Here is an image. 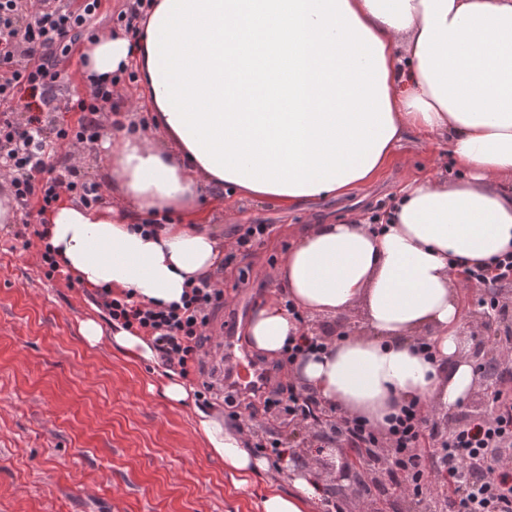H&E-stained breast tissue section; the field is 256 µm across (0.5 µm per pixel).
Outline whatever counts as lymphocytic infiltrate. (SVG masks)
Here are the masks:
<instances>
[{"label":"lymphocytic infiltrate","mask_w":512,"mask_h":512,"mask_svg":"<svg viewBox=\"0 0 512 512\" xmlns=\"http://www.w3.org/2000/svg\"><path fill=\"white\" fill-rule=\"evenodd\" d=\"M20 2L0 0V170L10 174L15 199L24 210L44 213L65 192L84 206H96L103 199L101 186L78 178L69 167L49 164L48 157L97 140V115L112 104L110 82L93 84L73 103L54 93L59 58L70 56L80 39L97 37L91 21L101 0H81L75 8L69 0H38L28 11L21 10ZM22 104L33 111L24 125L13 117ZM44 107L75 109L81 117L76 124L55 127L48 139L41 134L37 114ZM95 294L112 320L151 338L162 365L177 367L185 378L200 377L194 395L202 407L221 400L253 414L279 410L289 421L318 429L323 441L361 449L366 467H384L405 496L434 499L439 512H512V462L471 467L490 449L512 447V369L502 370L489 416L448 432L440 428L435 411L411 405L382 435L363 421L328 413L314 395L291 382L268 380L259 390L241 394L202 380L201 351L213 316L224 306L223 289L209 281L192 286L181 303L166 307L139 304L129 294L106 288Z\"/></svg>","instance_id":"1"}]
</instances>
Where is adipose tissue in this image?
<instances>
[{
	"label": "adipose tissue",
	"instance_id": "adipose-tissue-1",
	"mask_svg": "<svg viewBox=\"0 0 512 512\" xmlns=\"http://www.w3.org/2000/svg\"><path fill=\"white\" fill-rule=\"evenodd\" d=\"M138 28L134 40L99 34L78 57L88 85L135 69L129 107L151 112L160 136L106 131L96 155L111 205L64 199L43 215L64 270L142 303L180 302L224 261L203 193L282 207L341 197L423 135L448 144L456 177L406 183L376 224L356 211L299 229L247 336L278 359L304 317L359 314V331L325 339L287 374L381 432L407 405L467 399L481 377L455 269L512 252V0H152ZM163 210L173 220L157 230L130 221ZM79 330L92 345L111 336L132 362L156 360L120 323ZM194 430L237 488L264 471L220 411L196 410ZM290 483L269 488L260 512H313L318 468L292 467Z\"/></svg>",
	"mask_w": 512,
	"mask_h": 512
}]
</instances>
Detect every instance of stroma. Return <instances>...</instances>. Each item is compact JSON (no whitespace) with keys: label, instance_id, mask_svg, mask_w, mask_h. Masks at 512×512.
Segmentation results:
<instances>
[{"label":"stroma","instance_id":"35a3bbf8","mask_svg":"<svg viewBox=\"0 0 512 512\" xmlns=\"http://www.w3.org/2000/svg\"><path fill=\"white\" fill-rule=\"evenodd\" d=\"M447 148L410 137L372 182L340 198L284 208L225 193L242 224L273 232L254 254L220 274L226 305L215 334L244 341L239 304L254 307L259 273L276 265L291 228L386 205L406 182L444 173ZM24 214L0 227V512H259L269 483L289 489L286 463L246 490L209 457L193 430L192 407L162 400L152 387L161 369L130 362L108 341L88 346L79 332L96 306L65 275L44 278L38 247L9 252ZM257 434L315 458L326 479L346 459L345 445L324 446L287 417L263 421Z\"/></svg>","mask_w":512,"mask_h":512}]
</instances>
